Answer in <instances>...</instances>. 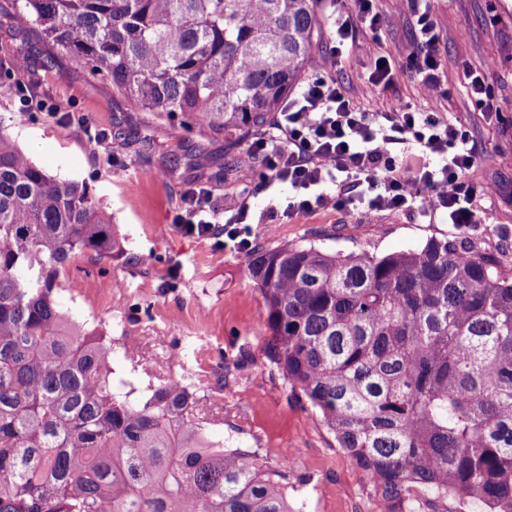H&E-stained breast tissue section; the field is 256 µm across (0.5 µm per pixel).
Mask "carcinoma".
<instances>
[{
	"mask_svg": "<svg viewBox=\"0 0 512 512\" xmlns=\"http://www.w3.org/2000/svg\"><path fill=\"white\" fill-rule=\"evenodd\" d=\"M138 112L240 139L306 72L321 0H16ZM29 75L27 60L0 71ZM121 250L86 186L0 131V512H294L281 469L206 435L185 385L135 401L110 347L64 313L72 255ZM268 357L317 408L386 512L412 491L512 512V271L472 244L382 257L283 243L248 257Z\"/></svg>",
	"mask_w": 512,
	"mask_h": 512,
	"instance_id": "obj_1",
	"label": "carcinoma"
}]
</instances>
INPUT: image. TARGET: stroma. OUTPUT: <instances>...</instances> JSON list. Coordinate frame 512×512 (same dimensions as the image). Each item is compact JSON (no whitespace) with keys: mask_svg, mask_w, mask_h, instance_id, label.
Segmentation results:
<instances>
[{"mask_svg":"<svg viewBox=\"0 0 512 512\" xmlns=\"http://www.w3.org/2000/svg\"><path fill=\"white\" fill-rule=\"evenodd\" d=\"M432 6L446 62V106L482 146L471 176L497 187L485 223L421 224L407 215H378L360 224L329 208L272 228L250 225L254 245L312 244L383 256L454 238L512 264V0H433ZM380 8L385 25L379 35L396 63L394 85L376 103L386 109L416 99L401 68L413 46V25L399 0H380ZM15 12V0H0V60L26 56L36 80L23 94L0 82V130L48 173L85 184L111 214L125 248L114 259L74 253L56 293L61 309L103 333L112 370L132 398L146 397L160 379L175 380L188 386L211 440L254 452L271 470L279 468L284 449H293L286 484L302 512H382L321 414L297 398L270 362L267 313L244 254L233 241L187 236L176 226L184 193L200 183L211 186L216 202L249 191L254 209H267L261 169L237 165L248 140L229 153L223 139L134 111L109 81L50 51L37 28L17 33ZM372 37L357 27L354 47L340 60L331 52L330 32H323L307 76L356 86ZM487 61L494 64L489 83L502 108L489 123L467 111L462 71L463 64L478 68ZM25 95L33 106L22 105ZM41 100L58 107L56 118L38 108ZM116 130L121 138H113Z\"/></svg>","mask_w":512,"mask_h":512,"instance_id":"35a3bbf8","label":"stroma"}]
</instances>
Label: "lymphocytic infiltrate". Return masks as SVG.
Segmentation results:
<instances>
[{
    "label": "lymphocytic infiltrate",
    "instance_id": "f902f5d3",
    "mask_svg": "<svg viewBox=\"0 0 512 512\" xmlns=\"http://www.w3.org/2000/svg\"><path fill=\"white\" fill-rule=\"evenodd\" d=\"M324 2L334 54H342L352 40L355 19H364L373 30L383 24L376 0ZM405 2L416 33L406 66L418 97L431 102V109L408 104L368 109V102L393 83L391 56L374 47L358 97L348 96L335 79L303 78L283 100L270 130L255 138L240 158L246 168L262 164L263 187L290 185L295 194L287 205L257 215L248 197L220 206L210 187L199 185L183 198L182 233L225 236L248 252L252 242L247 225L281 224L329 207L350 209L365 218L387 212L413 215L424 224L439 218L451 224L480 223L477 200L493 197L496 188L488 183L474 192L469 175L480 146L460 132L457 117L437 105L448 91L443 86L441 38L430 0ZM327 182L335 186L334 194L320 192V185Z\"/></svg>",
    "mask_w": 512,
    "mask_h": 512
}]
</instances>
